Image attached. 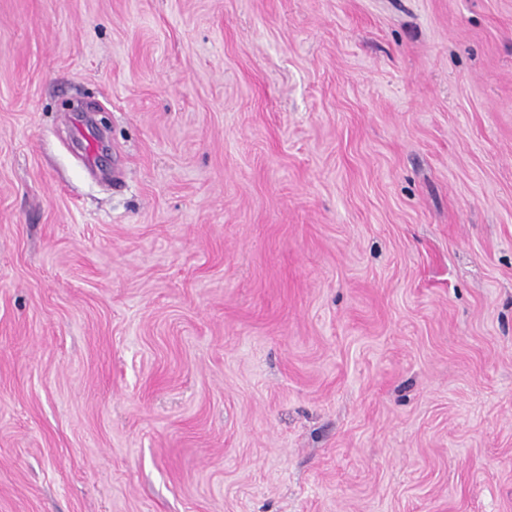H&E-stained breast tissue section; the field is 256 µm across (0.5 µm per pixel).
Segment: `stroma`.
Returning <instances> with one entry per match:
<instances>
[{"instance_id":"35a3bbf8","label":"stroma","mask_w":512,"mask_h":512,"mask_svg":"<svg viewBox=\"0 0 512 512\" xmlns=\"http://www.w3.org/2000/svg\"><path fill=\"white\" fill-rule=\"evenodd\" d=\"M0 512H512V0H0Z\"/></svg>"}]
</instances>
